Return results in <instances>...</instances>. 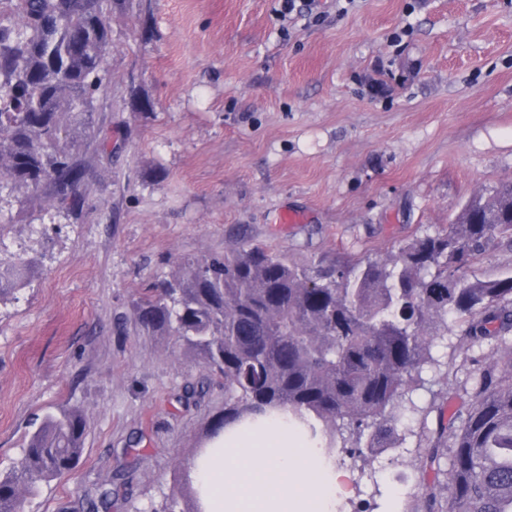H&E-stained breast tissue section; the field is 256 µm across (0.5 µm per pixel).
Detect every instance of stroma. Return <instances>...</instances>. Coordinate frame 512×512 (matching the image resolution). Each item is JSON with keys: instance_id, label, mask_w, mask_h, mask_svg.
I'll use <instances>...</instances> for the list:
<instances>
[{"instance_id": "35a3bbf8", "label": "stroma", "mask_w": 512, "mask_h": 512, "mask_svg": "<svg viewBox=\"0 0 512 512\" xmlns=\"http://www.w3.org/2000/svg\"><path fill=\"white\" fill-rule=\"evenodd\" d=\"M320 4L285 19L281 0H127L113 16L95 136L74 150L81 209L46 180L0 227V262L30 261L0 300V470L37 417L86 418L78 466L26 512H83L106 487L111 512H153L207 442L222 385L188 396L201 362L134 322L175 258L247 241L298 263L382 256L512 182V0ZM433 356L398 447L343 457L374 478L338 512H448L439 419L482 352L449 335Z\"/></svg>"}]
</instances>
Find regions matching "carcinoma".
Here are the masks:
<instances>
[{"label":"carcinoma","mask_w":512,"mask_h":512,"mask_svg":"<svg viewBox=\"0 0 512 512\" xmlns=\"http://www.w3.org/2000/svg\"><path fill=\"white\" fill-rule=\"evenodd\" d=\"M125 0H0V193L53 180L62 209L80 204L72 162L106 79L112 16ZM28 20L19 28L10 16ZM495 245L512 248V183L475 195L448 228L383 257L298 265L259 245L175 265L133 305L135 322L171 336L224 384L210 436L288 410L329 448L362 457L395 448L410 397L452 333L484 350L469 398L448 427V512H512V271L468 274ZM29 262L0 266V300L25 287ZM77 409L45 414L0 474V512H26L38 487L83 454ZM112 491L87 502L110 512ZM162 512H201L191 468Z\"/></svg>","instance_id":"cac0c4a2"}]
</instances>
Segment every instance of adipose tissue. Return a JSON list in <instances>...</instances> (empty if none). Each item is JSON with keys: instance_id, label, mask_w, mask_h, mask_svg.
Returning a JSON list of instances; mask_svg holds the SVG:
<instances>
[{"instance_id": "adipose-tissue-1", "label": "adipose tissue", "mask_w": 512, "mask_h": 512, "mask_svg": "<svg viewBox=\"0 0 512 512\" xmlns=\"http://www.w3.org/2000/svg\"><path fill=\"white\" fill-rule=\"evenodd\" d=\"M202 512H333L349 475L287 412L225 427L194 463Z\"/></svg>"}]
</instances>
